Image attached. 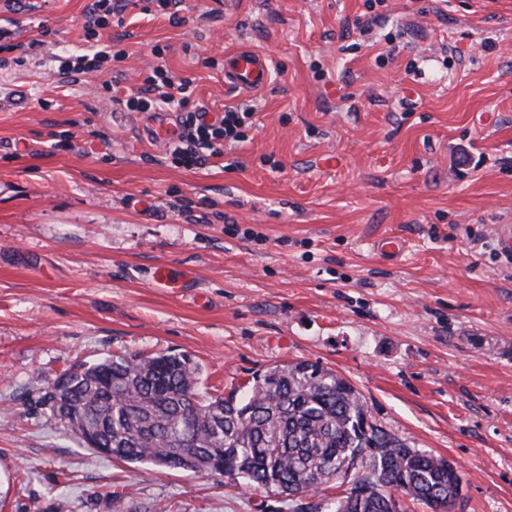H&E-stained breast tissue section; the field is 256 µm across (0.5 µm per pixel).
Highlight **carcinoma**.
Returning <instances> with one entry per match:
<instances>
[{"mask_svg":"<svg viewBox=\"0 0 512 512\" xmlns=\"http://www.w3.org/2000/svg\"><path fill=\"white\" fill-rule=\"evenodd\" d=\"M185 354L126 351L82 363L39 391L43 413L79 445L92 434L112 458L211 473L284 498L339 480L334 512H400L399 499L452 512L461 475L371 422L360 393L309 362L277 365L227 397L199 390Z\"/></svg>","mask_w":512,"mask_h":512,"instance_id":"obj_1","label":"carcinoma"}]
</instances>
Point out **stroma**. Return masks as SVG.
Instances as JSON below:
<instances>
[{"mask_svg":"<svg viewBox=\"0 0 512 512\" xmlns=\"http://www.w3.org/2000/svg\"><path fill=\"white\" fill-rule=\"evenodd\" d=\"M90 2L0 5V512H109L110 490L129 512H328L337 484L288 501L118 463L35 407L33 374L126 350L187 354L224 396L320 364L458 466L453 512H512V0H383L364 43L366 0H180L176 24L133 0L95 40ZM103 43L58 80V56ZM239 48L264 87L225 83ZM157 65L193 89L168 118L255 101L245 142L175 166L152 113L118 104ZM111 54V47L105 45L90 59L88 55H71L59 61L58 73L67 76L87 74L100 66V63Z\"/></svg>","mask_w":512,"mask_h":512,"instance_id":"stroma-1","label":"stroma"}]
</instances>
